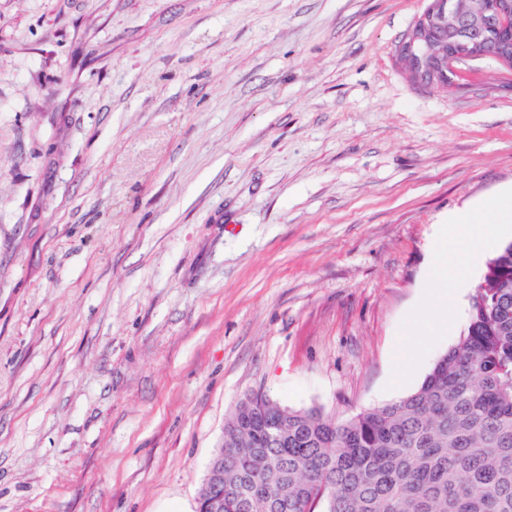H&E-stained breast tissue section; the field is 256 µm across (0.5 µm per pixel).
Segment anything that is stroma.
<instances>
[{
	"mask_svg": "<svg viewBox=\"0 0 512 512\" xmlns=\"http://www.w3.org/2000/svg\"><path fill=\"white\" fill-rule=\"evenodd\" d=\"M428 3L0 0V512H195L245 396L342 422L458 342L492 251L412 318L512 195V71L413 87ZM512 222V197L499 199L484 206L478 214L459 211L448 215V224H441V231L432 245L433 279L440 291L433 295L430 307L416 316L426 332L448 330L457 315L455 296L465 283L464 272L475 266L480 255L469 248L473 240H480L485 247L492 246L503 230Z\"/></svg>",
	"mask_w": 512,
	"mask_h": 512,
	"instance_id": "obj_1",
	"label": "stroma"
}]
</instances>
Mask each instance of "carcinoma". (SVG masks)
<instances>
[{"label":"carcinoma","instance_id":"cac0c4a2","mask_svg":"<svg viewBox=\"0 0 512 512\" xmlns=\"http://www.w3.org/2000/svg\"><path fill=\"white\" fill-rule=\"evenodd\" d=\"M204 486L222 512H512V242L459 342L407 397L335 422L251 394Z\"/></svg>","mask_w":512,"mask_h":512}]
</instances>
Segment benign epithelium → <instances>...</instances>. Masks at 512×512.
<instances>
[{
  "label": "benign epithelium",
  "mask_w": 512,
  "mask_h": 512,
  "mask_svg": "<svg viewBox=\"0 0 512 512\" xmlns=\"http://www.w3.org/2000/svg\"><path fill=\"white\" fill-rule=\"evenodd\" d=\"M487 28L512 34V7L504 3L491 14L484 9L472 16L461 0H431L398 42L397 55L412 63V84L426 89L456 87L455 76L464 66L489 57L474 38V33ZM438 29L448 33L446 52L433 50L431 33Z\"/></svg>",
  "instance_id": "1"
}]
</instances>
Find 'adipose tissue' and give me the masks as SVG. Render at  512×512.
<instances>
[{
	"instance_id": "adipose-tissue-1",
	"label": "adipose tissue",
	"mask_w": 512,
	"mask_h": 512,
	"mask_svg": "<svg viewBox=\"0 0 512 512\" xmlns=\"http://www.w3.org/2000/svg\"><path fill=\"white\" fill-rule=\"evenodd\" d=\"M512 220V199L503 198L484 206L479 213L459 211L448 216L432 245L433 278L440 289L434 294L429 312L416 317L426 332L448 329L455 321V296L465 283L464 273L475 266L480 255L470 249L471 241L492 246Z\"/></svg>"
}]
</instances>
